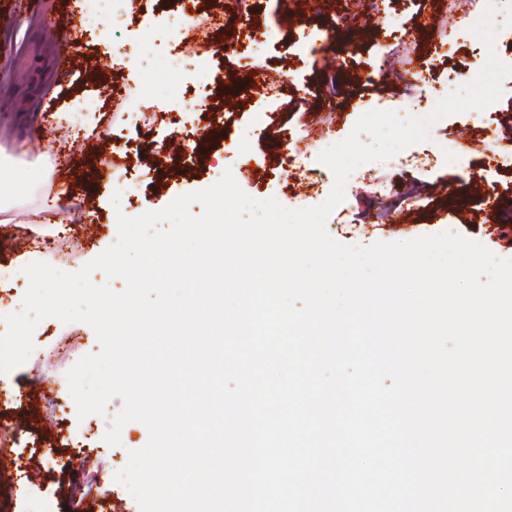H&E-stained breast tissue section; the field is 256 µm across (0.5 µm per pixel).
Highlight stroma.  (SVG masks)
I'll return each mask as SVG.
<instances>
[{
    "label": "stroma",
    "mask_w": 512,
    "mask_h": 512,
    "mask_svg": "<svg viewBox=\"0 0 512 512\" xmlns=\"http://www.w3.org/2000/svg\"><path fill=\"white\" fill-rule=\"evenodd\" d=\"M448 2L388 0L372 27L362 17L350 20L349 0H224V21L200 54L219 49L241 55L250 36L275 31L263 57L266 88L253 87L244 65L233 88L223 78L206 77L177 94L158 85L149 97L142 89L149 65L180 57L185 49L162 34L170 0L135 7L106 36L82 23L89 0H0V163L33 188L30 197L8 202V221L0 223V269L24 266L39 239L46 261L63 260L68 272H77L116 242L118 215L161 210L180 195L213 186L227 169H247L240 187L254 199L296 197L318 205L331 193L334 174L313 169L302 156L286 162L291 146L310 145L320 129L345 139L372 110L425 106L455 74L472 78L484 66L478 39L446 50ZM62 16L77 22L79 50L90 67L73 66L57 31L45 26L46 18ZM116 44L136 57V65L113 63ZM383 58L390 71L369 81ZM132 112L147 114L145 124H128ZM59 113L80 121L95 115V134L71 142L70 122L56 121ZM241 131L246 140L238 139ZM50 139L70 164L64 179L45 184L42 153ZM445 141L468 151L448 159L439 151ZM120 148L141 193L116 206L112 198L122 183L107 164ZM381 184L395 195L412 186L418 194L399 216L382 218L376 195ZM46 193L81 215L64 233L52 234L40 221ZM345 195V205L326 220L328 234L341 244L366 247L451 232L481 239L495 256L512 260V223L501 221L512 212V77L503 79L499 99L487 108L444 117L427 140L388 162L358 167ZM33 342L27 361L0 381V426L11 433L0 445V512H64L72 504L75 475L93 485L80 512H99L103 504L109 512H140L129 491L112 481L110 468H125L130 451L147 444L146 426L127 423L120 445H108L104 436L122 407L120 398L111 399L101 415L82 418L69 407L61 421L38 382L48 376L58 402L70 400L67 371L85 352L101 350L94 330L50 317L38 324Z\"/></svg>",
    "instance_id": "1"
}]
</instances>
